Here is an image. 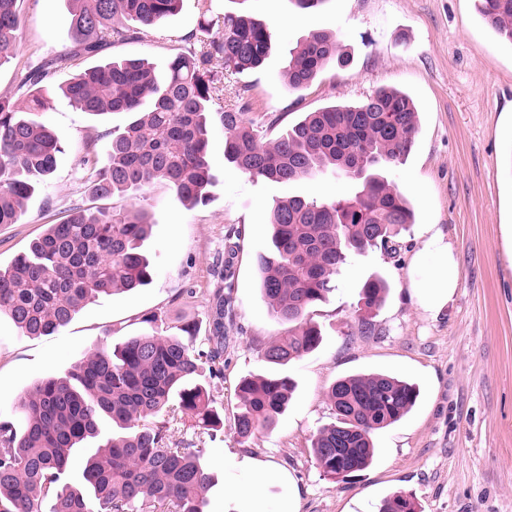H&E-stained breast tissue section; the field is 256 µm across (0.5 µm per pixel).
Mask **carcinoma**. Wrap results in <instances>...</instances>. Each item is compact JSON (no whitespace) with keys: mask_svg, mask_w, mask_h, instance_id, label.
I'll return each instance as SVG.
<instances>
[{"mask_svg":"<svg viewBox=\"0 0 512 512\" xmlns=\"http://www.w3.org/2000/svg\"><path fill=\"white\" fill-rule=\"evenodd\" d=\"M21 0H0V67L19 54ZM71 5L62 56L20 70L27 103L0 96V224H16L27 200L54 172L62 152L58 135L29 118L49 108L44 85L49 69L79 55L95 56L107 45L142 39L176 14L183 0H66ZM200 30L207 38L172 54L164 70L146 59L112 58L74 75L61 88L73 105L93 116L131 115L112 132L108 162L83 160L92 196L143 193L168 185L189 205L206 199L214 178L209 135L224 128V159L255 178L286 183L330 169L354 188L332 200L290 196L276 203L266 250L254 257L259 289L272 317L288 333L262 350L286 365L314 351L322 340L308 309L336 288L348 259L389 243L413 214L403 194L383 172L405 161L418 132L417 112L407 93L377 89L356 106L308 112L276 139L264 142L247 117L251 89L231 77L263 65L271 49L269 24L251 15L219 13L199 0ZM484 22L512 43V0H478ZM349 57L336 37L311 31L290 50L283 77L290 91L310 88L326 65ZM150 229L135 206L117 212L74 207L50 224L27 252L0 265V316L26 336H50L67 326L99 296L149 285L152 265L143 243ZM386 282L372 278L361 291L358 324L384 304ZM208 336L185 322L184 340L167 333L166 315L145 318L146 329L114 347L89 349L64 377H47L24 389L11 418L0 419V512H203L212 483L201 451L172 446L171 420L179 411L198 421L200 433L224 430L215 406L224 379V315L230 297L220 284L211 292ZM296 389L288 376L252 375L237 387L232 435L239 445L276 424ZM416 385L384 373L335 381L327 400L335 422L311 443L315 464L334 482L368 467L373 434L403 420L415 406ZM78 469L81 482H67ZM379 512H418L403 492L386 497Z\"/></svg>","mask_w":512,"mask_h":512,"instance_id":"obj_1","label":"carcinoma"}]
</instances>
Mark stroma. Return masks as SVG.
I'll use <instances>...</instances> for the list:
<instances>
[{"mask_svg": "<svg viewBox=\"0 0 512 512\" xmlns=\"http://www.w3.org/2000/svg\"><path fill=\"white\" fill-rule=\"evenodd\" d=\"M213 6L270 24L265 64L238 76L252 87L249 117L263 140H274L304 113L361 103L381 87L411 94L419 112L415 146L386 177L408 198L414 223L396 236L394 251L353 256L329 300L311 307L309 316L322 330L318 348L284 366L269 363L262 348L288 330L271 316L253 265L254 254L269 242V212L289 196L330 199L351 186L332 173L291 183L250 177L225 163L224 129L214 125L215 182L206 201L184 204L163 183L146 192L143 207L153 224L146 242L154 267L149 286L99 297L50 336L23 335L0 318V415L9 414L33 382L68 373L91 345L141 333L146 313L206 322L208 291L232 250L237 259L233 325L224 342V421H233L234 389L243 377L278 373L297 387L276 426L245 448L229 435L197 437L192 420L178 415L173 441L197 440L215 478L205 512H248L249 496L233 487L246 457L271 473L262 488L271 508L293 491L298 512H378L383 498L401 491L415 499L419 512H512V251L503 234L504 225H512V43L484 23L477 0H324L307 13L296 12L289 0H213ZM69 23L65 0H23L20 52L0 68V96L22 100L18 73L24 62L69 47ZM312 30L334 34L350 63L329 64L309 89L288 91L282 77L288 51ZM199 32L198 0H183L180 11L147 37L107 54L146 58L160 68L185 37ZM99 62L75 57L47 79L52 106L35 118L57 132L64 150L19 223L0 225L1 265L72 206L92 202L83 159L92 148L106 162L104 130L124 127L130 116L89 115L59 89ZM272 114L280 116L279 125L269 126ZM434 229L455 250L460 283L433 315L413 295L410 262ZM372 276L383 278L389 291L372 331L364 333L357 309ZM371 372L418 383L419 403L402 422L375 433L377 455L369 468L331 482L310 452L314 434L334 419L326 393L341 377Z\"/></svg>", "mask_w": 512, "mask_h": 512, "instance_id": "35a3bbf8", "label": "stroma"}]
</instances>
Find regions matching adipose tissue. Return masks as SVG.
Returning a JSON list of instances; mask_svg holds the SVG:
<instances>
[{
	"label": "adipose tissue",
	"mask_w": 512,
	"mask_h": 512,
	"mask_svg": "<svg viewBox=\"0 0 512 512\" xmlns=\"http://www.w3.org/2000/svg\"><path fill=\"white\" fill-rule=\"evenodd\" d=\"M421 277L411 288L421 307L438 313L452 299L459 286V264L453 246L442 235H432L411 259Z\"/></svg>",
	"instance_id": "adipose-tissue-1"
}]
</instances>
